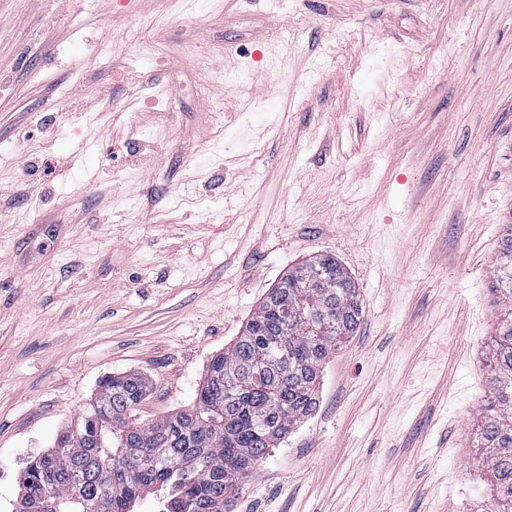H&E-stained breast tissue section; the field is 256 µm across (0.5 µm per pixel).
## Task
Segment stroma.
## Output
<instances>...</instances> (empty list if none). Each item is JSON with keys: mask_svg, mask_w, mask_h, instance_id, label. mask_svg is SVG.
I'll use <instances>...</instances> for the list:
<instances>
[{"mask_svg": "<svg viewBox=\"0 0 512 512\" xmlns=\"http://www.w3.org/2000/svg\"><path fill=\"white\" fill-rule=\"evenodd\" d=\"M512 0H0V512L109 376L190 408L271 288L362 303L226 512H481Z\"/></svg>", "mask_w": 512, "mask_h": 512, "instance_id": "obj_1", "label": "stroma"}]
</instances>
